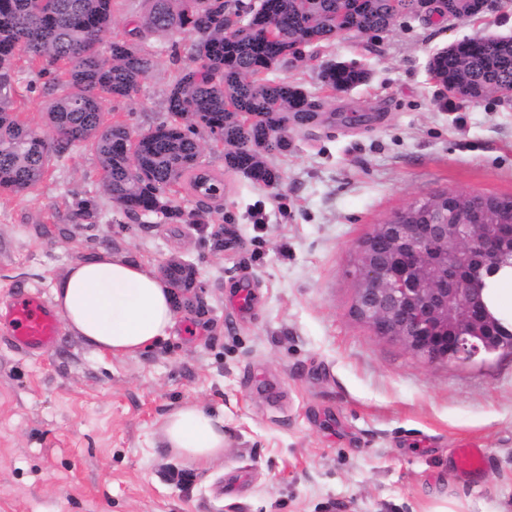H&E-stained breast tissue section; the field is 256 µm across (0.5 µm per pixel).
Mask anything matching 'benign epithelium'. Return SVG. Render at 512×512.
<instances>
[{
    "mask_svg": "<svg viewBox=\"0 0 512 512\" xmlns=\"http://www.w3.org/2000/svg\"><path fill=\"white\" fill-rule=\"evenodd\" d=\"M512 265L511 224H375L356 250L354 316L428 363L471 364L511 352L490 336L482 275Z\"/></svg>",
    "mask_w": 512,
    "mask_h": 512,
    "instance_id": "7a95c632",
    "label": "benign epithelium"
}]
</instances>
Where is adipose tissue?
Segmentation results:
<instances>
[{"instance_id": "obj_1", "label": "adipose tissue", "mask_w": 512, "mask_h": 512, "mask_svg": "<svg viewBox=\"0 0 512 512\" xmlns=\"http://www.w3.org/2000/svg\"><path fill=\"white\" fill-rule=\"evenodd\" d=\"M53 298L68 329L103 354L134 355L171 336L176 324L168 284L130 259L102 250L56 278ZM164 435L187 462L224 451V418L195 405L168 416Z\"/></svg>"}]
</instances>
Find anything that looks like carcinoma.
Here are the masks:
<instances>
[{
    "mask_svg": "<svg viewBox=\"0 0 512 512\" xmlns=\"http://www.w3.org/2000/svg\"><path fill=\"white\" fill-rule=\"evenodd\" d=\"M115 0H0V98L19 80L25 54L50 75L46 129L20 121L0 107V194L17 195L43 178L51 157L89 146L102 171L104 194L127 214H161L180 221L184 213L170 187L186 182L196 191L203 144L198 130L224 143L227 169L275 188L280 172L268 157L288 151L290 134L313 123L322 104L286 79L262 78L272 68L302 58V48L334 43L347 33L390 30L418 14L421 0H147L145 13L122 34L112 29ZM427 13L460 20L474 15V0H433ZM190 35L193 65L181 68L167 95L175 120L132 137L127 126L106 125L105 104L125 98L149 78L152 58L145 41L155 35ZM431 79L468 102L494 95L512 98V36L452 44L428 62ZM324 85L349 90L367 78L356 63L320 65ZM456 199L442 192L417 208L397 212L413 224H433L438 210ZM512 206L511 197L477 195L470 220H493ZM170 284L195 287V272L173 267Z\"/></svg>",
    "mask_w": 512,
    "mask_h": 512,
    "instance_id": "1",
    "label": "carcinoma"
}]
</instances>
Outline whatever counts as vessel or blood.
Here are the masks:
<instances>
[{"instance_id": "1", "label": "vessel or blood", "mask_w": 512, "mask_h": 512, "mask_svg": "<svg viewBox=\"0 0 512 512\" xmlns=\"http://www.w3.org/2000/svg\"><path fill=\"white\" fill-rule=\"evenodd\" d=\"M58 314L40 297L25 295L14 298L10 311L9 333L13 344L29 354H45L53 349L59 334ZM483 449L470 446L456 449L454 464L462 472L480 470Z\"/></svg>"}]
</instances>
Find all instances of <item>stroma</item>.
Masks as SVG:
<instances>
[{
    "label": "stroma",
    "mask_w": 512,
    "mask_h": 512,
    "mask_svg": "<svg viewBox=\"0 0 512 512\" xmlns=\"http://www.w3.org/2000/svg\"><path fill=\"white\" fill-rule=\"evenodd\" d=\"M492 35L512 36V0L477 20L406 16L274 70L323 104L270 156L281 186L228 170L206 140L200 162L224 195L174 186L177 223L113 205L85 146L29 192L0 195V308L16 291L51 299L56 276L102 249L155 271L180 259L199 283L172 335L134 357L100 356L66 329L50 353L26 355L0 334V512H512V353L430 364L352 313L356 247L373 225L441 192L512 196V103L460 101L427 71L438 50ZM170 45L146 43L152 75L107 103L106 122L136 135L170 121ZM328 60L370 78L331 91ZM48 100L31 73L8 107L40 130ZM226 225L236 244L215 250ZM187 404L224 416V452L202 467L164 442ZM467 442L486 451L479 473L451 463ZM171 466L192 470L190 490L166 479Z\"/></svg>",
    "instance_id": "stroma-1"
}]
</instances>
